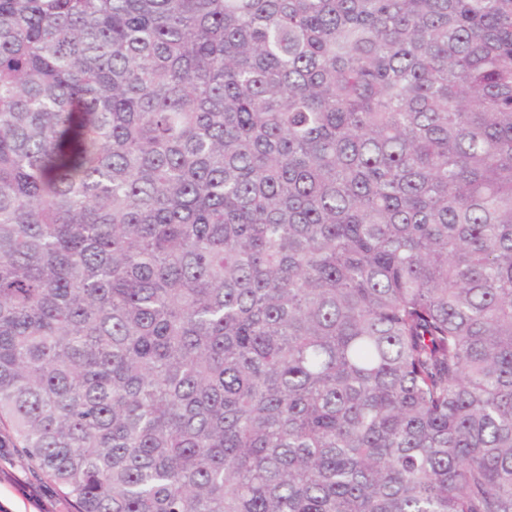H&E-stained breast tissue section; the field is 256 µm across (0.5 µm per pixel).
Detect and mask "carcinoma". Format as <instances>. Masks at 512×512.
Instances as JSON below:
<instances>
[{
  "mask_svg": "<svg viewBox=\"0 0 512 512\" xmlns=\"http://www.w3.org/2000/svg\"><path fill=\"white\" fill-rule=\"evenodd\" d=\"M76 512H512V0H0V448Z\"/></svg>",
  "mask_w": 512,
  "mask_h": 512,
  "instance_id": "carcinoma-1",
  "label": "carcinoma"
}]
</instances>
